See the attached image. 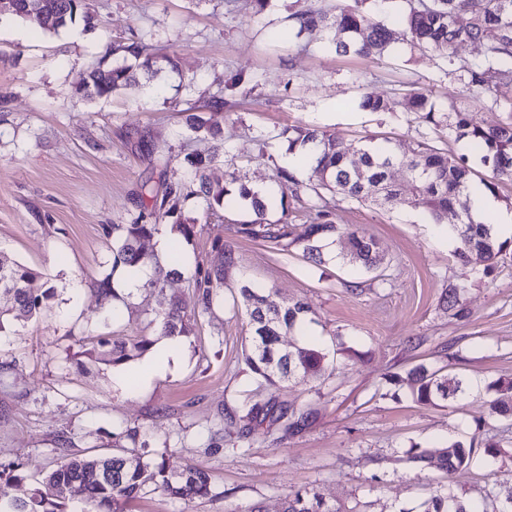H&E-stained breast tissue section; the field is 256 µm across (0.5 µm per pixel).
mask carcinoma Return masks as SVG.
Here are the masks:
<instances>
[{
	"mask_svg": "<svg viewBox=\"0 0 512 512\" xmlns=\"http://www.w3.org/2000/svg\"><path fill=\"white\" fill-rule=\"evenodd\" d=\"M56 5L53 18L41 25L48 33H56L76 20L80 0H51ZM389 5L385 18L375 17L367 0H336L327 8H301L289 19L296 36L318 32L323 35L325 48L338 54L383 56L393 42L389 18L395 17L405 29L411 48L430 52L448 66V74L457 76L470 87L494 95L495 105L506 117L495 124L486 123L476 111L460 107L450 100L437 107L421 92H412L397 99L384 98L373 92L362 96L360 107L366 112H408L428 127L455 139H466L480 152V162L488 167L492 176L481 180L490 194H496L498 182L512 181V0H381ZM465 42L477 43L481 57L463 60L455 56V48ZM134 80L132 68L116 64L104 68L100 65L88 70L79 80L76 90L86 91L97 98H107L113 91ZM189 131L217 137V127L197 113L186 117ZM288 136V151L296 147L313 146L317 152L313 168L315 182L309 187L313 195L306 201L314 212L313 224L302 237L293 236L288 222V206L281 205L282 217L275 223L267 221L271 201L262 190L238 181L229 173L225 183L214 184L207 170L218 153L192 150L183 161L188 179L159 180L158 186H143L151 201L150 215L170 220V231L188 239L195 233L196 219L183 215L184 205L192 198L199 200L203 215L209 217L228 204H235L247 216L239 224V232L253 239L271 241L283 251L298 249L309 259H319L323 250L339 243L340 258L345 264L361 266L375 271L380 264L377 243L371 237L355 230L343 228L329 220V212L320 205L322 191L335 194L343 201L376 206H393L404 193L423 205L436 224L448 220V212L460 197L468 195L472 180L471 167L463 160L448 154L427 141H419L410 151L401 145L386 141L376 145L371 138L360 141L359 154L350 153L334 133L317 128H294ZM398 166L407 171L409 183L403 188L389 180L388 169ZM140 212L129 224L103 227L105 236L112 239V270L120 268L129 273L141 271L149 264H160L159 257L145 253L141 242L161 231V225L146 221ZM456 247L454 257L470 262L477 253L486 262L483 275L493 272L494 264L512 244L493 233L491 226L479 224L472 214L459 217L458 223L448 225ZM221 253L218 263L206 270H197L189 278V285L197 293L203 311L212 308L214 301L224 293V280L235 264L232 253L216 246ZM0 267L10 274L11 287L1 288L0 295L10 298L12 305L0 311V329L10 319L22 320L40 313L48 292L36 286L37 275L18 263L0 261ZM103 305L114 310L122 300L110 276L94 284ZM242 304L248 315L250 347L245 353V364L250 373L267 384L274 385L295 378H306L322 371L326 353L316 346L297 344L284 350L280 347L282 332L295 331L303 322L308 307L302 302L280 304L272 299V290L254 288L244 284L239 288ZM448 311L455 316L464 314L462 288L450 284L443 297ZM157 320L164 336L187 337L193 332L195 318L187 316L174 305L158 312ZM153 345L149 336L132 340H97V359L114 366L144 355ZM411 400L417 405L442 402L450 407L465 395L466 387L460 381L433 370L424 364L411 368L406 375ZM496 397L488 403L491 417L512 418V379H498L492 384ZM252 427L239 434L249 439L268 421L280 424L283 435H294L309 423L313 411L272 401H255L248 409ZM59 461L38 483L27 498L15 502L5 487L19 478L16 467L0 465V512H66L65 493L80 489L87 502L105 512H125V506L147 492H160L172 499H204L212 496L210 477L200 471L185 469L173 472L165 461L129 457L119 451L112 454V478L99 476L100 467L107 456L77 457L66 446L58 449ZM502 454L500 442L493 437L476 441L456 440L446 446L422 448L413 445L406 452V461L437 467L445 477L475 464L478 459L496 460ZM283 512H357L350 508L331 506L315 489L297 490L285 499ZM421 512H512V487L489 492L479 501L463 493L436 490L421 503Z\"/></svg>",
	"mask_w": 512,
	"mask_h": 512,
	"instance_id": "obj_1",
	"label": "carcinoma"
}]
</instances>
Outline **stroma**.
Wrapping results in <instances>:
<instances>
[{
  "mask_svg": "<svg viewBox=\"0 0 512 512\" xmlns=\"http://www.w3.org/2000/svg\"><path fill=\"white\" fill-rule=\"evenodd\" d=\"M327 2L267 0L257 13L243 0H80L93 27L77 23L56 33L0 20V257L27 266L50 289L40 314L0 332V464L18 463L22 475L11 495H28L55 464L61 442L78 455H105L130 427L139 431L135 454L165 457L175 472L208 473L214 492L192 501L150 492L128 512H282L288 493L311 487L362 512H419L445 482L436 469H409L405 451L480 429L497 435L504 456L476 462L448 483L472 498L512 484V423L476 425L495 396L493 382L512 378V248L482 279V258L457 262L447 224L433 223L422 207L336 202L334 223L376 240L383 258L377 279L332 254L319 263L248 238L236 231L240 211L206 218L192 199L184 211L198 223L191 240L177 244L179 275L166 263L146 271L162 294L125 293L114 316L90 287L109 274L123 279L112 269L104 226L131 223L145 181L163 172L186 178L184 111L220 92L224 109L202 112L219 127L214 144L223 150L208 170L211 181L232 172L268 188V220L289 208L298 236L309 219L295 182L273 179L288 155L278 135L290 126L338 133L348 147L366 136L405 145L425 139L465 158L476 178L488 177L469 141L433 132L412 114L365 112L358 103L368 89L389 98L417 91L439 103L462 101L493 122L499 115L489 96L449 76L436 57L410 51L402 30L388 54L364 57L336 55L323 48L321 34L300 37L289 27L292 12ZM115 43L145 44L157 62L178 54V67L153 77L130 56L135 83L106 100L76 91L82 73L114 63ZM237 73L248 77L245 89L225 91ZM262 134L274 138L267 156ZM221 246L236 264L223 300L205 312L187 277L209 267ZM245 282L275 289L277 302L310 305L303 335L284 334L281 345L320 347L324 371L275 386L249 373L250 333L238 295ZM452 282L466 286L468 318L442 306ZM172 301L197 323L166 363L143 377L146 356L117 366L92 361L95 337L159 338L154 313ZM419 363L464 379L468 394L451 409L414 404L406 383L393 378ZM250 399L309 406L314 416L298 434L283 436L269 423L266 438L248 442L239 434L250 425L243 409Z\"/></svg>",
  "mask_w": 512,
  "mask_h": 512,
  "instance_id": "1",
  "label": "stroma"
}]
</instances>
